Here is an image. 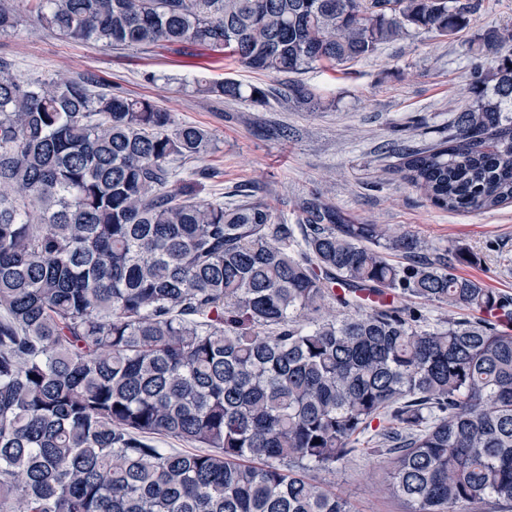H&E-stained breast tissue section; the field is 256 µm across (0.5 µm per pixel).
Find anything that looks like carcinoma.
<instances>
[{"mask_svg": "<svg viewBox=\"0 0 512 512\" xmlns=\"http://www.w3.org/2000/svg\"><path fill=\"white\" fill-rule=\"evenodd\" d=\"M0 0L71 40L186 43L268 74L372 55L469 24L461 0ZM512 28L486 33L448 134L403 155L434 206L512 203ZM290 98L315 105L293 84ZM216 99H267L233 81ZM214 149L104 79L0 61V512H355L321 478L372 422L411 512L512 509V297L462 276L477 256L356 224L315 195L303 223L171 184ZM401 255L405 262H394ZM465 309L430 326L420 304ZM161 436L194 451L159 448Z\"/></svg>", "mask_w": 512, "mask_h": 512, "instance_id": "1", "label": "carcinoma"}]
</instances>
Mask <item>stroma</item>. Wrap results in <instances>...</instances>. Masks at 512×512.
<instances>
[{"label": "stroma", "instance_id": "1", "mask_svg": "<svg viewBox=\"0 0 512 512\" xmlns=\"http://www.w3.org/2000/svg\"><path fill=\"white\" fill-rule=\"evenodd\" d=\"M472 2L469 25L453 38L414 30L358 62L297 74L296 82L321 99L318 108L283 96L255 102L191 94L183 82L233 80L267 89L284 78L185 44L108 50L61 38L29 16L0 35V59L30 77L95 74L113 90L152 99L178 122L208 128L213 151L174 165L181 179L211 170L197 184L199 199L234 205L237 187L253 185L281 223L297 224L299 202L318 194L357 223L409 232L440 252L469 248L478 261L458 266V273L512 295V204L483 213L444 211L387 170L402 150L426 148L447 133L469 101V70L481 38L512 25V0ZM148 72L155 82L145 81ZM378 445L376 430H369L358 452L324 479L356 512H407L382 490L392 456Z\"/></svg>", "mask_w": 512, "mask_h": 512}]
</instances>
